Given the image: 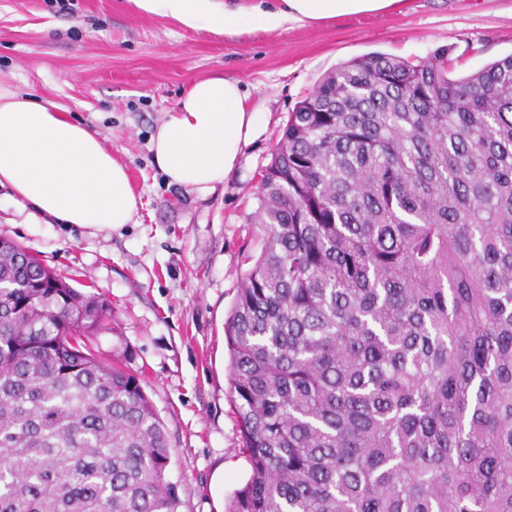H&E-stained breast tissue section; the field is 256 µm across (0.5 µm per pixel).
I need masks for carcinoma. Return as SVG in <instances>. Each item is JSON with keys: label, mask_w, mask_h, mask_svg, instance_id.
<instances>
[{"label": "carcinoma", "mask_w": 512, "mask_h": 512, "mask_svg": "<svg viewBox=\"0 0 512 512\" xmlns=\"http://www.w3.org/2000/svg\"><path fill=\"white\" fill-rule=\"evenodd\" d=\"M370 53L289 113L224 323L228 512H512V54ZM109 306L0 240V512H178Z\"/></svg>", "instance_id": "cac0c4a2"}]
</instances>
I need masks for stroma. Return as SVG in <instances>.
<instances>
[{
    "instance_id": "obj_1",
    "label": "stroma",
    "mask_w": 512,
    "mask_h": 512,
    "mask_svg": "<svg viewBox=\"0 0 512 512\" xmlns=\"http://www.w3.org/2000/svg\"><path fill=\"white\" fill-rule=\"evenodd\" d=\"M449 48L451 77L512 54V0H404L397 11L285 30L215 35L132 0H0V85L55 101L124 164L133 223L93 232L50 224L0 188V239L106 300L98 349L133 372L171 455L179 512H220L250 475L228 387L224 322L257 247L251 221L263 169L297 102L339 63L372 52L413 63ZM239 81L267 111L223 186L168 183L150 137L196 78Z\"/></svg>"
}]
</instances>
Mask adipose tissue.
Listing matches in <instances>:
<instances>
[{"instance_id": "ef3b65f1", "label": "adipose tissue", "mask_w": 512, "mask_h": 512, "mask_svg": "<svg viewBox=\"0 0 512 512\" xmlns=\"http://www.w3.org/2000/svg\"><path fill=\"white\" fill-rule=\"evenodd\" d=\"M148 12L174 16L191 30L274 31L291 24L385 13L402 0H239L211 9L210 0H133ZM267 116L240 83L213 76L192 81L151 137L153 158L169 182L205 195L237 166L259 138ZM48 221L100 231L131 223L137 199L124 165L97 133L56 103L0 88V187Z\"/></svg>"}]
</instances>
